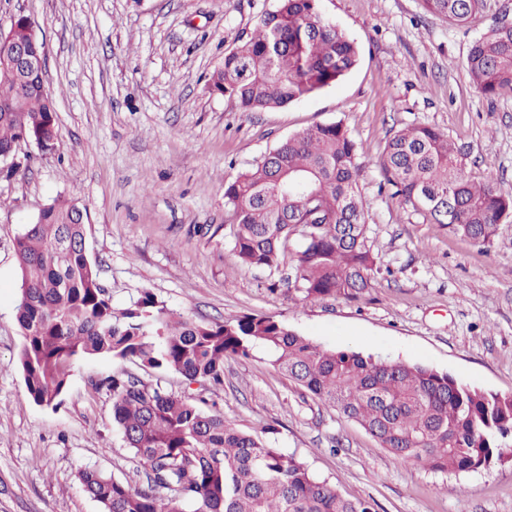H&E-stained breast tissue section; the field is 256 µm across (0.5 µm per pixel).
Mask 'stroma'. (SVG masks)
Listing matches in <instances>:
<instances>
[{
	"mask_svg": "<svg viewBox=\"0 0 512 512\" xmlns=\"http://www.w3.org/2000/svg\"><path fill=\"white\" fill-rule=\"evenodd\" d=\"M277 0H0V23L35 21L57 109L54 147L22 148L0 177V512H101L86 468L138 488L146 477L94 384L135 364L76 363L54 407L27 397L14 242L57 197L90 216L86 248L112 304L152 293L199 321L266 315L328 349H353L448 373L512 395V216L481 245L424 221L379 189L387 139L412 123L440 127L477 179L512 183V96L488 102L464 60L512 0H485L459 28L419 0H320L360 50L336 85L284 107L242 112L208 81L225 52ZM342 123L359 146L372 286L356 301L302 299L292 266L245 269L233 253L224 187L280 141ZM219 406L238 429L295 456L376 512H512V448L460 474L400 463L358 423L291 382L265 350L224 363Z\"/></svg>",
	"mask_w": 512,
	"mask_h": 512,
	"instance_id": "35a3bbf8",
	"label": "stroma"
}]
</instances>
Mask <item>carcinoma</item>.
<instances>
[{
	"instance_id": "obj_1",
	"label": "carcinoma",
	"mask_w": 512,
	"mask_h": 512,
	"mask_svg": "<svg viewBox=\"0 0 512 512\" xmlns=\"http://www.w3.org/2000/svg\"><path fill=\"white\" fill-rule=\"evenodd\" d=\"M424 11L465 27L483 0H421ZM20 15L0 27V53L30 39ZM358 60V47L319 11L318 0H278L254 32L224 54L211 92L244 112L298 102L335 84ZM472 87L494 101L512 94V19L495 18L469 47ZM56 105L42 76L0 68V154L21 141L51 146ZM359 147L341 123L319 124L281 141L227 182L224 205L233 251L246 268L277 269L302 228L295 291L302 299L357 300L371 286L368 208L359 190ZM381 189L432 224L487 244L512 215V184L478 181L448 135L428 124L396 131L377 160ZM56 198L15 239L20 270L19 366L30 401L53 404L73 365L110 357L155 379L126 372L103 379L112 420L139 458L147 486L133 488L94 470L79 473L101 512H375L313 476L302 462L224 421L215 397L224 360L265 349L272 365L343 417L360 424L401 463L443 474L486 468L512 437V395L487 394L446 372L350 349H326L272 316L197 321L145 293L117 309L84 245L83 211ZM176 373L186 387L168 390Z\"/></svg>"
}]
</instances>
